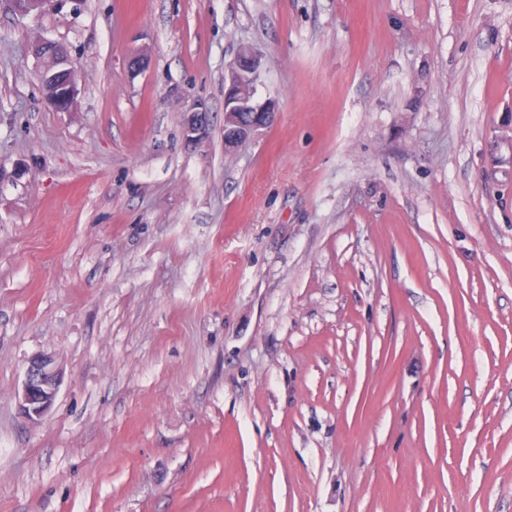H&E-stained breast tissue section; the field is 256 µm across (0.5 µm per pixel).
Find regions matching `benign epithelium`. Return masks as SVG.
<instances>
[{"instance_id": "obj_1", "label": "benign epithelium", "mask_w": 512, "mask_h": 512, "mask_svg": "<svg viewBox=\"0 0 512 512\" xmlns=\"http://www.w3.org/2000/svg\"><path fill=\"white\" fill-rule=\"evenodd\" d=\"M20 16H39L56 0H10ZM31 53L42 62L39 80L45 99L53 108L72 112L76 109L79 88L69 51L64 44L41 38L31 45ZM262 69V55L250 47L239 50L228 66L224 79V150L232 152L271 125L276 116L275 102L254 99V88ZM210 127V112L198 105L187 112L185 138L190 143L204 139ZM63 371L54 356L40 354L28 362L18 400L21 411L32 421L42 420L51 410Z\"/></svg>"}]
</instances>
